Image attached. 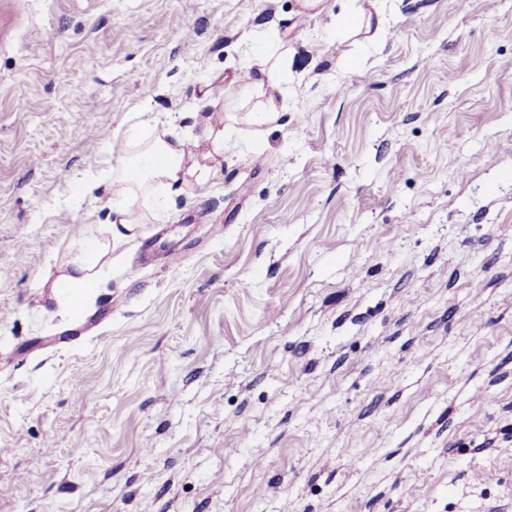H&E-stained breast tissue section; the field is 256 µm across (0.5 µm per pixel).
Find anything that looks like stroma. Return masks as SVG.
I'll list each match as a JSON object with an SVG mask.
<instances>
[{
	"label": "stroma",
	"mask_w": 512,
	"mask_h": 512,
	"mask_svg": "<svg viewBox=\"0 0 512 512\" xmlns=\"http://www.w3.org/2000/svg\"><path fill=\"white\" fill-rule=\"evenodd\" d=\"M368 5L0 0V512H512V0ZM214 112L221 177L59 309L115 133ZM255 67L254 76H248L244 88L251 98L257 100L255 112L260 122L271 121L278 117L277 108L272 93L277 91L282 96L285 94L283 84L286 62L284 59L275 57L274 53H264L256 56L250 65Z\"/></svg>",
	"instance_id": "stroma-1"
}]
</instances>
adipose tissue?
Listing matches in <instances>:
<instances>
[{"label": "adipose tissue", "instance_id": "adipose-tissue-1", "mask_svg": "<svg viewBox=\"0 0 512 512\" xmlns=\"http://www.w3.org/2000/svg\"><path fill=\"white\" fill-rule=\"evenodd\" d=\"M252 65L255 74L249 77L245 90L257 101L259 120H274L278 112L273 95L283 89L286 62L268 52L256 56ZM223 124L220 118L205 120L201 139L207 148L200 152L187 150L184 142L167 140L155 127L140 122L129 125L121 135L124 149L117 158L119 175L112 180L114 196L127 200L155 184L174 187L191 183L208 187L220 174ZM133 227L128 211L123 210L110 224L108 237L78 240L76 256L68 261L65 272L52 284V297L58 307L69 309L75 300L83 298L98 264L109 251L111 239L125 237Z\"/></svg>", "mask_w": 512, "mask_h": 512}]
</instances>
